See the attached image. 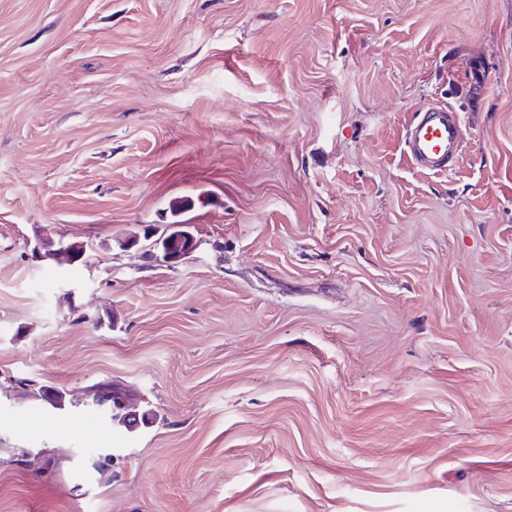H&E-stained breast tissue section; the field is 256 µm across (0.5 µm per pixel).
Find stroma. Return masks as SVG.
I'll return each mask as SVG.
<instances>
[{
    "mask_svg": "<svg viewBox=\"0 0 512 512\" xmlns=\"http://www.w3.org/2000/svg\"><path fill=\"white\" fill-rule=\"evenodd\" d=\"M462 503L512 512V0H0V512ZM406 148L415 164L429 171H444L460 156L458 117L445 108H429L409 126ZM125 396L120 387L112 381L98 382L88 388V404L97 407L108 406L112 420V403L115 404L116 399Z\"/></svg>",
    "mask_w": 512,
    "mask_h": 512,
    "instance_id": "35a3bbf8",
    "label": "stroma"
}]
</instances>
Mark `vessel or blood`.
Masks as SVG:
<instances>
[{"mask_svg":"<svg viewBox=\"0 0 512 512\" xmlns=\"http://www.w3.org/2000/svg\"><path fill=\"white\" fill-rule=\"evenodd\" d=\"M406 148L415 164L429 171L444 170L460 155L458 117L445 108H430L409 126Z\"/></svg>","mask_w":512,"mask_h":512,"instance_id":"b4317fda","label":"vessel or blood"}]
</instances>
